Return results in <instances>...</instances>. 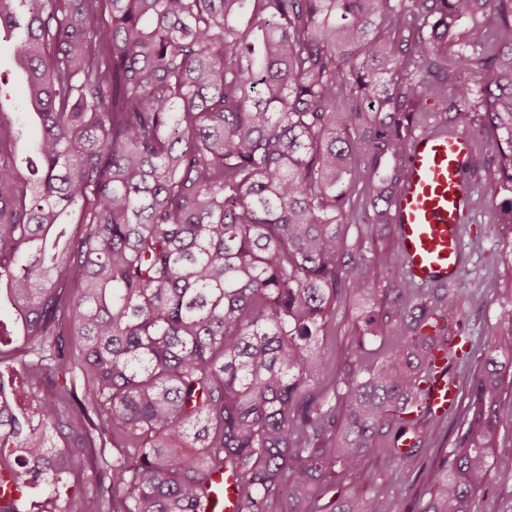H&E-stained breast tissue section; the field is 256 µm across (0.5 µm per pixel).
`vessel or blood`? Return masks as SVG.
Masks as SVG:
<instances>
[{"mask_svg":"<svg viewBox=\"0 0 512 512\" xmlns=\"http://www.w3.org/2000/svg\"><path fill=\"white\" fill-rule=\"evenodd\" d=\"M477 153L467 131L437 122L412 134L403 159L406 178L390 201L393 230L407 278L420 286L440 285L464 273L471 252L465 226L477 210L478 192L471 174ZM438 372L426 386L428 406L447 414L458 401L448 382L447 359L434 345ZM224 495L210 512H238L237 482L223 479Z\"/></svg>","mask_w":512,"mask_h":512,"instance_id":"1","label":"vessel or blood"}]
</instances>
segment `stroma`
<instances>
[{
    "label": "stroma",
    "mask_w": 512,
    "mask_h": 512,
    "mask_svg": "<svg viewBox=\"0 0 512 512\" xmlns=\"http://www.w3.org/2000/svg\"><path fill=\"white\" fill-rule=\"evenodd\" d=\"M496 203L490 197L479 201L472 235L480 239L466 273L458 281L470 295L462 313L451 316L450 325L471 337V368L483 360L486 340L498 322L497 300L512 292V242L501 225L495 224ZM357 331V312L340 306L336 320L325 338L329 369L338 372ZM463 423L462 409H455L436 427L421 451L405 464L397 466L383 456L368 455L362 468L346 481L326 477L321 481L320 506H331L340 498L377 496L385 512H414L428 487L430 473L450 451ZM471 512H512V409H502L494 461L485 489L471 501Z\"/></svg>",
    "instance_id": "stroma-1"
}]
</instances>
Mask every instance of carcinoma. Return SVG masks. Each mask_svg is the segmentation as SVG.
<instances>
[{"label":"carcinoma","instance_id":"cac0c4a2","mask_svg":"<svg viewBox=\"0 0 512 512\" xmlns=\"http://www.w3.org/2000/svg\"><path fill=\"white\" fill-rule=\"evenodd\" d=\"M2 33L41 130L23 167L0 116V289L20 330L0 322V486L40 487L51 512H203L228 471L240 512H323L324 472L412 458L441 421L429 329L469 295L405 278L376 309L390 257L346 226L390 225L429 98L491 141L473 177L512 225V0H0ZM351 296L363 328L330 391L319 336ZM497 305L417 512H469L488 481L512 294ZM447 351L457 382L471 350Z\"/></svg>","mask_w":512,"mask_h":512}]
</instances>
